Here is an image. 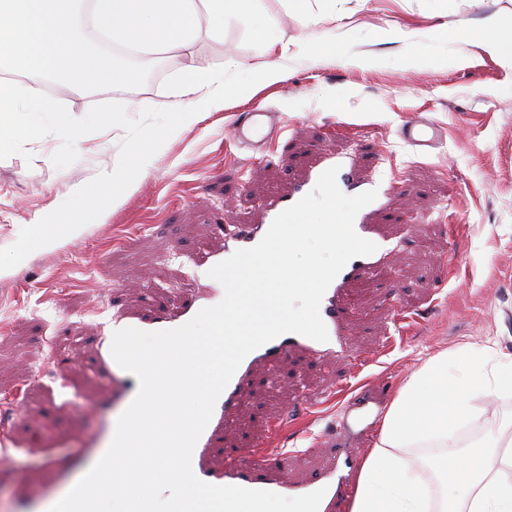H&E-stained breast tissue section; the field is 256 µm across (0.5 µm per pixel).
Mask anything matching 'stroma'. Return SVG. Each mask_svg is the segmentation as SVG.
<instances>
[{
    "label": "stroma",
    "instance_id": "35a3bbf8",
    "mask_svg": "<svg viewBox=\"0 0 512 512\" xmlns=\"http://www.w3.org/2000/svg\"><path fill=\"white\" fill-rule=\"evenodd\" d=\"M260 5L274 50L244 45L234 21L223 41L198 39L194 58L203 71L230 57L247 71L273 61L284 80L203 113L164 143L107 217L0 278V439L12 456L0 468V512L64 493L73 448L101 439L104 417H120L113 387L92 375L115 317L167 313L179 288L213 286L208 272L224 255L215 225L259 223L261 200L287 194L323 151L352 155L362 176L390 191L373 221L396 250L379 277L347 288L354 349L367 362L295 352L277 369L258 367L219 451L264 443L290 481L315 476L341 451L354 463L352 485L384 408L423 359L465 343L480 349L489 336L512 354V66L473 44L487 16L512 19V0H309L303 17L292 0ZM444 21L455 34L438 33ZM394 26L408 38L381 42L378 31ZM182 65L165 56L134 89L86 92L44 79L35 88L77 119L103 102L134 118L170 101L163 82ZM257 109L283 125L271 163L231 137ZM420 118L446 134L427 154L398 136ZM123 137L116 127L82 136L63 169L51 162L54 135L29 143L32 160H0V248L99 175Z\"/></svg>",
    "mask_w": 512,
    "mask_h": 512
}]
</instances>
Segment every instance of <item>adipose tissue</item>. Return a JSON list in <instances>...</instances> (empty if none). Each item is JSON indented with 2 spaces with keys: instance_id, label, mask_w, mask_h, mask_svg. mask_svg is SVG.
<instances>
[{
  "instance_id": "obj_1",
  "label": "adipose tissue",
  "mask_w": 512,
  "mask_h": 512,
  "mask_svg": "<svg viewBox=\"0 0 512 512\" xmlns=\"http://www.w3.org/2000/svg\"><path fill=\"white\" fill-rule=\"evenodd\" d=\"M483 352L491 366L479 386L448 374L470 365L469 345L423 360L381 415L347 512H512V434L463 458L452 451L478 402L512 392V354L493 338Z\"/></svg>"
}]
</instances>
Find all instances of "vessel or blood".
Returning <instances> with one entry per match:
<instances>
[{
	"instance_id": "obj_1",
	"label": "vessel or blood",
	"mask_w": 512,
	"mask_h": 512,
	"mask_svg": "<svg viewBox=\"0 0 512 512\" xmlns=\"http://www.w3.org/2000/svg\"><path fill=\"white\" fill-rule=\"evenodd\" d=\"M279 122L265 113H254L249 121L234 129L233 135L238 141L250 140L257 144L272 138ZM400 137L417 148L428 153L442 142L441 130L432 122L421 119L401 126ZM338 167L337 184L341 191L360 194L376 189L375 181H363L357 176L349 156L333 152L325 154L314 168L306 182L296 186L291 194L276 196L266 201L263 207L264 221L250 225L238 231L225 234L224 253L232 255L235 251L250 248L258 244L274 219L285 209L297 203L315 186L322 172L330 167ZM354 228L363 238L374 242L377 249L366 256L351 259L332 281L320 306V314L328 331V339L318 342L294 333L282 334L265 345L249 353L234 373L229 384L219 396L210 422L199 437L192 454V469L200 480L217 486H240L248 489L268 490L286 497H297L316 490H324L325 495L318 512H335L337 503L347 492L344 482L345 472L351 467L350 457L338 459L336 465L323 470L310 480L288 482L279 477L274 470L277 458L274 454H259L249 448L236 449L222 465H214L211 456L214 453L220 434L230 423L243 403V389L249 382L253 369L259 365L277 366L284 362L289 351L301 350L318 359L340 358L351 360L354 357L351 331L346 322V309L343 301L345 288L351 283L375 276L384 270V260L391 246L380 231L378 225L366 224L355 220ZM224 296L223 289H211L200 301H183L177 310L160 320L161 328L170 330L180 327L191 320L200 309L218 304ZM104 451L96 443L75 449L72 455L73 466L80 471H88L103 456Z\"/></svg>"
}]
</instances>
